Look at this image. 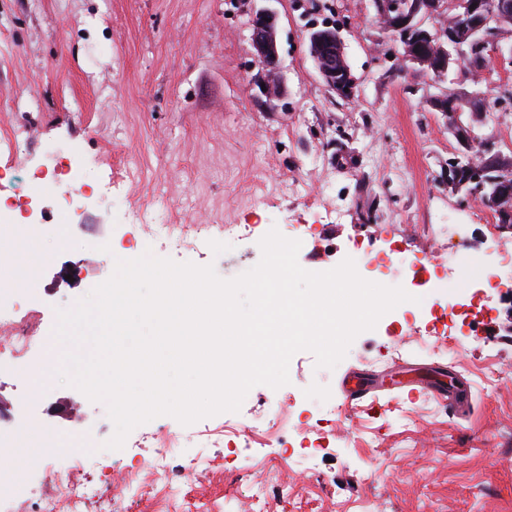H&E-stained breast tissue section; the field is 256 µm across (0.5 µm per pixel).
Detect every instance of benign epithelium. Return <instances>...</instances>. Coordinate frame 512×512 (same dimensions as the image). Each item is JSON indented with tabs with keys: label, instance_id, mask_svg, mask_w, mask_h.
<instances>
[{
	"label": "benign epithelium",
	"instance_id": "7a95c632",
	"mask_svg": "<svg viewBox=\"0 0 512 512\" xmlns=\"http://www.w3.org/2000/svg\"><path fill=\"white\" fill-rule=\"evenodd\" d=\"M376 15L380 27L386 32L396 31L395 41L400 44L398 61L405 69L427 64V57L415 51V41L424 39L443 56L442 75L448 67L467 63L477 84L489 80L496 63L512 65V42L504 41L503 22L512 18V0H495L485 9L481 0H470L479 19L461 42L452 29V22L425 6V0H376ZM251 40L254 49L252 67L256 70L253 85L259 95L272 102L283 98L286 87L279 66L278 13L270 7L249 11ZM308 49L325 90L340 99L352 101L358 92V81L348 64L340 30L325 27L315 29L308 37ZM432 105L448 117V128L461 147L448 159V191L461 193L469 183L477 187L464 197L496 210L501 227L512 229V185L505 181V167L512 158L494 149L488 139L480 136L469 122L461 118V107L468 114L480 117L486 124L494 119L486 105L485 95L476 91L465 98L436 97ZM459 104L456 111L448 107ZM466 179L459 181L460 169Z\"/></svg>",
	"mask_w": 512,
	"mask_h": 512
}]
</instances>
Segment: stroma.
<instances>
[{"label": "stroma", "mask_w": 512, "mask_h": 512, "mask_svg": "<svg viewBox=\"0 0 512 512\" xmlns=\"http://www.w3.org/2000/svg\"><path fill=\"white\" fill-rule=\"evenodd\" d=\"M284 100L258 97L250 78L253 47L248 0H0V142L25 138L23 151L0 149V231L16 214L32 225H62L67 243L41 242L51 263L42 291L15 297L16 310L39 324L56 321L108 279L116 259L137 253L213 265L232 279L261 259L270 229L301 242L298 262L325 272L361 255L389 258L387 286L410 302L359 334L343 360L319 368L296 353L290 382L253 387L236 412L185 426L162 415L136 427L122 449L104 403H90L94 449L45 453L22 482L0 483V512L19 489H40L44 473L120 485L148 457L164 425L184 436L181 465L209 458L223 481L198 474L186 486L190 512H262L253 491L269 494L263 512H512V278L497 272L512 231L478 203L450 194L448 159L459 145L432 98L476 90L487 97L512 81L496 67L474 84L455 70L432 81L400 74L393 42L373 20L372 0H276ZM341 28L358 93L346 102L322 86L307 36ZM64 146L65 157L46 152ZM80 165L98 195L61 221L57 193H20L30 172L57 179ZM165 202L168 221L184 225L178 250L146 234L136 210ZM476 257L485 274L446 293L420 285L419 271L451 254ZM438 348L419 353V339ZM449 371L470 385L461 414L427 393ZM495 384L485 389L484 375ZM363 373L370 396L348 402L342 380ZM50 395L28 394V427L53 440L81 436L50 410ZM288 416L294 455L250 428L267 409ZM236 429L237 447L222 432Z\"/></svg>", "instance_id": "1"}]
</instances>
